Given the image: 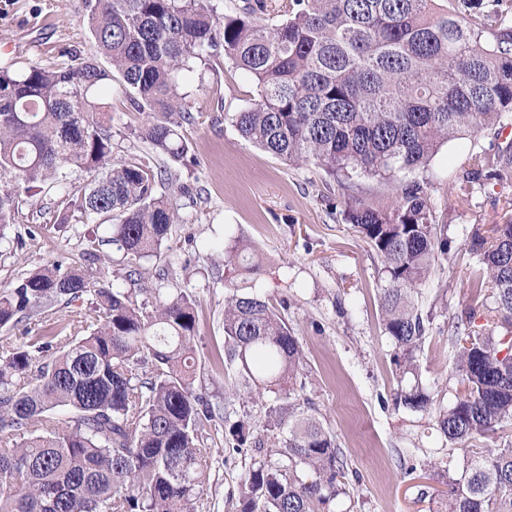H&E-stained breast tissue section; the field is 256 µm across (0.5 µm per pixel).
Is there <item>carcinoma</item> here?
Returning <instances> with one entry per match:
<instances>
[{
	"mask_svg": "<svg viewBox=\"0 0 512 512\" xmlns=\"http://www.w3.org/2000/svg\"><path fill=\"white\" fill-rule=\"evenodd\" d=\"M219 19L211 0H83L97 50L64 49L51 68L0 63V239L15 224L20 190L65 193L90 175L78 210L111 229L86 238L82 260L18 280L0 294V327L27 324L0 345V512H197L209 488L201 431L220 428L232 451L251 455L235 512H326L344 493L336 440L296 398L300 345L269 300L244 281L225 297L224 348L214 364L246 388L271 392L264 430L194 389L197 299L169 288V274L135 289L130 265L105 281L93 265L114 245L135 259L158 253L179 215L170 201L189 147L179 122L193 120L180 77L197 62L230 60L256 83L257 99L232 122L281 160L313 163L331 176L376 177L401 194L386 207L345 202V220L381 259L385 331L395 345L397 399L433 405L414 353L431 316L417 287L448 254L424 173L449 141L496 128L512 114V0H242ZM283 21L269 27L264 16ZM130 108L146 114L138 138L149 157L115 161L114 74ZM512 179V139L473 151L456 176L471 200ZM493 235L475 229L468 250L477 307L452 339L464 393L438 408L437 428L471 444L448 476L444 512H512V446L478 445L512 421V219ZM225 263L252 274L240 242ZM86 303L77 323L49 322L62 302ZM482 317L483 324H476ZM36 327H30V323Z\"/></svg>",
	"mask_w": 512,
	"mask_h": 512,
	"instance_id": "cac0c4a2",
	"label": "carcinoma"
}]
</instances>
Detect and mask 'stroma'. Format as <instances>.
Segmentation results:
<instances>
[{
	"label": "stroma",
	"instance_id": "1",
	"mask_svg": "<svg viewBox=\"0 0 512 512\" xmlns=\"http://www.w3.org/2000/svg\"><path fill=\"white\" fill-rule=\"evenodd\" d=\"M69 46L96 50L82 0H0L1 61L50 66ZM181 90L195 117L180 129L192 156L172 195L181 221L160 256L133 263L108 245L99 269L136 264L146 287L166 265L174 272L171 287L195 292L194 345L201 367L195 387L220 401L231 377L218 373L212 355L223 346L224 298L239 277L224 268L225 244L219 236L232 227L260 258L253 285L269 298L301 346L298 395L311 402L343 452L348 491L336 497L330 512H440L448 496L445 467L459 470L466 461L464 452L450 450L438 431L435 409L452 406L458 388L448 336L471 303L468 282L475 261L469 237L473 228L486 234L512 218V180L476 193L471 204L463 205L455 176L470 152L494 151L499 136L512 133V115L503 117L499 132L448 142L427 172L428 192L448 224V255L419 287V301L432 320L416 361L435 408L415 412L395 400L399 382L395 348L382 320L381 261L341 215L344 198L385 204L394 201L397 187L367 176L342 184L314 164H288L243 139L231 117L251 105L256 87L228 60L214 58L196 68ZM106 106L112 114L115 158L141 154L143 145L133 131L143 115L129 110L118 93ZM88 181V175L76 177L66 195H23L12 240L0 244V292L45 266L79 259L85 234L104 235V227L73 206ZM61 216L67 224H58ZM206 446L210 489L198 512H232L250 460L230 452L220 432H211Z\"/></svg>",
	"mask_w": 512,
	"mask_h": 512
}]
</instances>
